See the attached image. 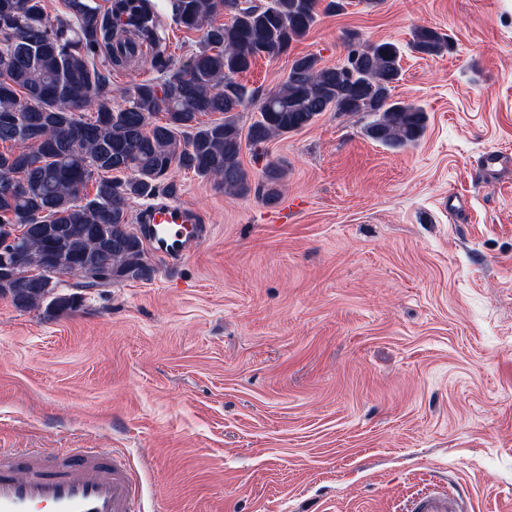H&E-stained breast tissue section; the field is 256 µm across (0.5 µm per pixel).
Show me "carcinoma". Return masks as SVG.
Segmentation results:
<instances>
[{
    "mask_svg": "<svg viewBox=\"0 0 512 512\" xmlns=\"http://www.w3.org/2000/svg\"><path fill=\"white\" fill-rule=\"evenodd\" d=\"M173 20L205 28L198 50L169 65L161 18L151 0H67L68 17L52 21L43 0H0V225L23 229L25 265L0 263V296L18 309L76 310L81 290L120 281H150L155 268L128 224V201L176 194V170L213 180L232 195L254 190L280 199L283 169L267 165L256 186L241 159L253 145L299 131L324 112H368L366 135L401 148L419 141L424 109L392 99L401 51L391 41L347 40L346 60L322 66L314 55L292 60L285 82L260 98L258 118L243 130L239 115L253 96L235 77L256 58L287 52L317 22L318 0H169ZM228 21L213 22L218 13ZM412 48H450L434 28L414 30ZM165 73L116 90L111 73L133 61ZM164 114V120L154 117ZM220 114L210 123L202 115ZM94 185L92 198L80 191ZM59 254L74 291L38 272Z\"/></svg>",
    "mask_w": 512,
    "mask_h": 512,
    "instance_id": "1",
    "label": "carcinoma"
}]
</instances>
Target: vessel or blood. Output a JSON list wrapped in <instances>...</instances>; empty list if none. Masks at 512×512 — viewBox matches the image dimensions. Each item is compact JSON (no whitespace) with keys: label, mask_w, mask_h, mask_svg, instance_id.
Returning <instances> with one entry per match:
<instances>
[{"label":"vessel or blood","mask_w":512,"mask_h":512,"mask_svg":"<svg viewBox=\"0 0 512 512\" xmlns=\"http://www.w3.org/2000/svg\"><path fill=\"white\" fill-rule=\"evenodd\" d=\"M145 240L166 260L190 256L204 236L186 204L170 199L145 211ZM143 491L124 458L94 450L57 455L0 448V512H141ZM454 495L433 490L407 512H457Z\"/></svg>","instance_id":"b4317fda"}]
</instances>
